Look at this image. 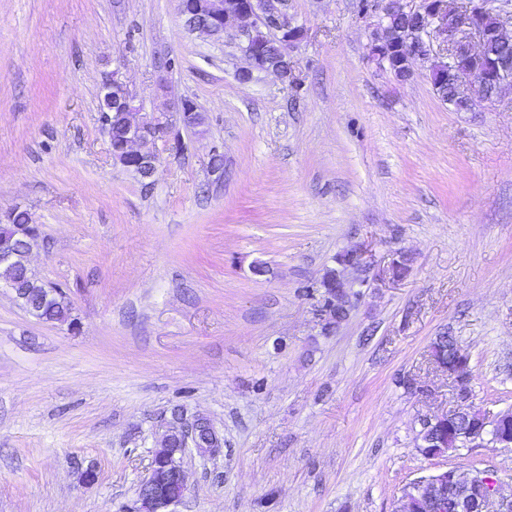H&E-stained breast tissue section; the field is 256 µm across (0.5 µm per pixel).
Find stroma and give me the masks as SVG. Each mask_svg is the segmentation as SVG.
Instances as JSON below:
<instances>
[{"mask_svg":"<svg viewBox=\"0 0 512 512\" xmlns=\"http://www.w3.org/2000/svg\"><path fill=\"white\" fill-rule=\"evenodd\" d=\"M360 4L292 0L296 84L243 85L177 0H0V214L40 225L32 265L71 304L45 323L0 290V512H132L175 409L223 447L186 449L174 512H397L447 467L512 496V447H417L455 402L440 333L473 407L512 409V91L453 111L419 59L399 83ZM114 74L144 111L206 117L147 180L112 158ZM355 246L370 281L323 331L318 282ZM458 347L453 336L442 334L437 336L432 343V356L438 363L448 365V369H454L458 361Z\"/></svg>","mask_w":512,"mask_h":512,"instance_id":"35a3bbf8","label":"stroma"}]
</instances>
